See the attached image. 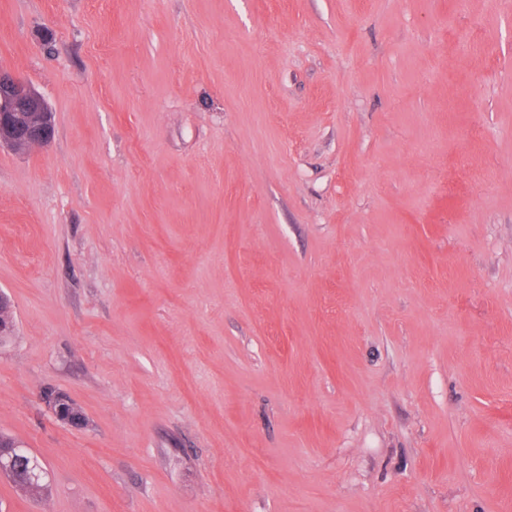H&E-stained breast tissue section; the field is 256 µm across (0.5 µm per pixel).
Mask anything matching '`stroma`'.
Instances as JSON below:
<instances>
[{
    "instance_id": "35a3bbf8",
    "label": "stroma",
    "mask_w": 512,
    "mask_h": 512,
    "mask_svg": "<svg viewBox=\"0 0 512 512\" xmlns=\"http://www.w3.org/2000/svg\"><path fill=\"white\" fill-rule=\"evenodd\" d=\"M0 69V512H512V0H0ZM45 99L20 78L0 71V146H46L54 137ZM50 415L61 425L73 429H82L87 425V417L71 398L62 392H54L43 398ZM10 436L0 435V474L13 476L12 464L17 455L24 448V443Z\"/></svg>"
}]
</instances>
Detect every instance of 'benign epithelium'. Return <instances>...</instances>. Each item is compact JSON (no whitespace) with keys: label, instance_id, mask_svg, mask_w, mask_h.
Instances as JSON below:
<instances>
[{"label":"benign epithelium","instance_id":"7a95c632","mask_svg":"<svg viewBox=\"0 0 512 512\" xmlns=\"http://www.w3.org/2000/svg\"><path fill=\"white\" fill-rule=\"evenodd\" d=\"M45 99L20 78L0 71V146H46L54 137ZM50 415L61 425L82 429L87 417L71 398L54 392L43 398ZM24 443L0 435V474L13 475L12 464Z\"/></svg>","mask_w":512,"mask_h":512}]
</instances>
